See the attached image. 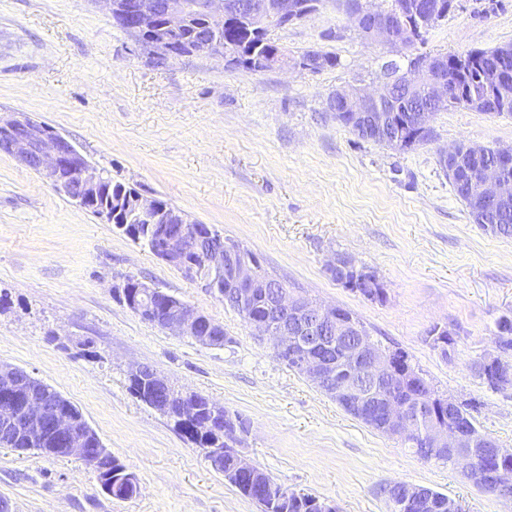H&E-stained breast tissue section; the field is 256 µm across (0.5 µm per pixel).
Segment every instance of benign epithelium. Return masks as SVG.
<instances>
[{
    "instance_id": "1",
    "label": "benign epithelium",
    "mask_w": 512,
    "mask_h": 512,
    "mask_svg": "<svg viewBox=\"0 0 512 512\" xmlns=\"http://www.w3.org/2000/svg\"><path fill=\"white\" fill-rule=\"evenodd\" d=\"M94 2L103 5L115 24L160 63L181 56L177 35L195 14L204 15L208 26L193 53L220 57L229 63L242 55L224 50L212 34L224 32L239 17H246L256 32L273 24L288 27L310 17L302 0ZM447 5L448 0H409L398 9L382 10L373 7L372 0H341L344 12L364 38L399 47L415 42L433 27L445 14ZM288 63L306 70L319 69L324 64L323 52L313 49L307 60L294 62L281 50L270 52L260 61L258 70ZM495 83L500 90L496 100L464 97L448 68V55H430L404 72L397 67L385 68L382 81L373 91L352 85L337 88L329 97V108L347 115L356 129L396 150L402 140L400 135L391 133L396 126L391 113L397 111L399 96L422 94L439 107L448 104L492 112L500 106L508 107L512 101V71L497 67ZM0 152L33 169L45 185L87 211L98 208L100 197L112 185V176L106 169L91 164L55 129L29 117L0 116ZM486 153L483 145L460 142L443 151L441 160L452 167L463 155L475 161L471 177L483 203L495 205L512 198V169L500 162H484ZM101 217L107 223L133 224L131 233L148 239L157 258L180 268L206 290L214 293L226 285L234 288L238 306L256 336L268 340L278 357L288 360L290 367L347 413L380 426L390 437L420 445L431 456L448 459L453 468L478 479L486 493L512 498V484L501 479V472L479 470L484 449H493L503 459L512 457V449L500 447L469 423L440 424V417L453 416L461 403L435 393L407 359L365 335L342 309L296 298L285 288L269 302L272 314L255 318L248 311L266 286L265 273L258 261L240 255L236 245L214 239L212 233L192 226L183 212L140 192L132 195L128 216L122 218L119 211L103 207ZM194 253L199 256L198 264L190 260ZM328 270L344 287L373 297L379 280L374 271L356 265L344 255L334 256ZM113 292L132 311L144 313L150 310L147 299L156 289L140 280L133 284L125 277L113 286ZM157 326L176 336H188L205 347L224 346L223 327L179 299L169 302ZM471 370L498 388H512V357L498 347L474 360ZM18 395L22 398L23 419H18L15 407L0 404V428L10 430L21 423L30 442L52 436L62 445L60 451L65 456L98 466L101 456L86 447L84 432L60 399L34 383L25 371L1 363L0 397ZM173 403L178 406L180 419L189 420L195 415L193 393L172 388L161 408ZM211 411L210 428L224 431V439L233 441L237 431L233 419L224 417L223 408L214 403ZM258 473L259 467L238 450L233 467L224 477L235 485L240 478ZM382 492L394 512H402L409 504L424 507L433 502L429 488L401 481L384 485Z\"/></svg>"
}]
</instances>
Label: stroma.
I'll return each instance as SVG.
<instances>
[{
    "mask_svg": "<svg viewBox=\"0 0 512 512\" xmlns=\"http://www.w3.org/2000/svg\"><path fill=\"white\" fill-rule=\"evenodd\" d=\"M269 36L293 60L318 49L338 64L258 72L204 55L160 64L93 0H0V115L50 125L113 180L250 251L294 296L349 310L512 448V389L470 369L492 348L499 317L512 315V236L473 223L441 163L462 140L512 146V115L443 110L428 142L396 151L356 138L328 109L338 87L376 88L386 62L512 45V0H452L406 49L367 41L334 0ZM337 254L374 270L385 301L336 283L327 264ZM127 276L204 313L228 343L205 348L144 321L112 293ZM0 295L10 302L0 363L74 404L138 481L119 500L82 460L0 448V499L12 512H260L130 393L134 365L246 420L252 463L339 512H389L380 488L391 481L431 488L462 512H512V499L346 413L220 297L1 152ZM436 325L451 334L448 350L429 334Z\"/></svg>",
    "mask_w": 512,
    "mask_h": 512,
    "instance_id": "35a3bbf8",
    "label": "stroma"
}]
</instances>
